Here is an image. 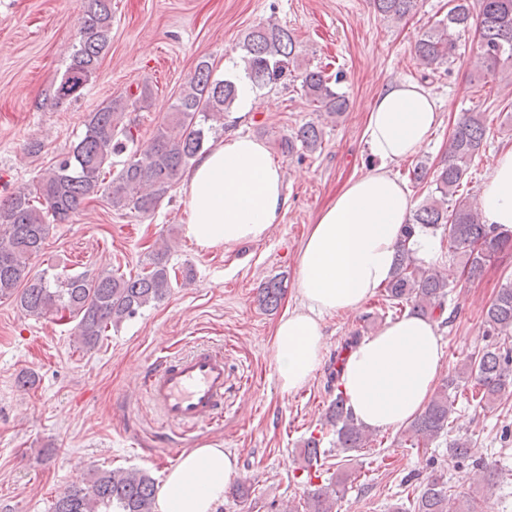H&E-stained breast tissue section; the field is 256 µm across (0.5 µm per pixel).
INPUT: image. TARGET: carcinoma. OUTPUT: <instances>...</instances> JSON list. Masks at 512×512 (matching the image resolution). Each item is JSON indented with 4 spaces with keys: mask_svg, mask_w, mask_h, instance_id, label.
<instances>
[{
    "mask_svg": "<svg viewBox=\"0 0 512 512\" xmlns=\"http://www.w3.org/2000/svg\"><path fill=\"white\" fill-rule=\"evenodd\" d=\"M375 10L386 19L401 21L417 8V0H373ZM478 32L477 59L497 74L500 66L512 65V0H479L473 13L470 0H448L447 15L435 21L414 45L426 68L437 71L456 54L462 33ZM112 0H83L78 43L70 62L55 81L47 103L58 107L78 100L95 76L110 44ZM245 79L258 89H273L300 82L304 96L328 118L349 108L348 98L322 68L307 66L296 71V41L277 22L269 21L248 32L242 44ZM236 83L213 77V67L200 61L165 120L157 126L144 152L135 148V125L126 119L128 107L138 112L150 107L152 91L143 87L133 102L110 98L84 118V131L69 150L59 153L36 184L19 186L0 200V299L14 298L28 316L41 318L64 310L77 319L78 341L95 347L109 328L139 314L143 308L162 302L173 288V269L168 265L170 247L162 241L148 267L134 276L102 272L61 279L33 274L30 261L45 245L52 224H64L90 200L102 198L113 209L146 215L154 212L180 182L206 144L224 130V113L234 105ZM486 135L482 112H469L456 124L448 147L433 177L435 188L405 225L395 270L384 285L386 300L409 309V313L433 318L445 309L450 284L440 273L419 264L407 239L418 231H442L449 251L465 258L475 274L500 253L512 248V233L482 222L479 203L457 196L469 163ZM323 130L316 123L301 126L295 136L281 143L291 152L301 145L308 152L322 147ZM126 156L112 173L114 158ZM286 293L281 279L259 289L264 309H278ZM485 323L500 336L512 335V284L499 289L485 310ZM468 368L478 388V402L491 404L512 391V352L488 344L470 357ZM454 378L444 381L426 408L405 429L411 446H428L448 430L453 402L448 390ZM327 423L336 432V447L342 451L369 446V430L355 422L343 392L336 393L327 412ZM302 470L310 472L321 461L320 440L304 444ZM352 474L309 492L304 512H334L336 498L346 491ZM153 479L141 470H102L84 487H72L54 501L52 512H153ZM389 512H476V501L462 500L448 492L444 476L434 473L415 489L413 502H399Z\"/></svg>",
    "mask_w": 512,
    "mask_h": 512,
    "instance_id": "1",
    "label": "carcinoma"
}]
</instances>
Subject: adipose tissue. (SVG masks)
<instances>
[{
	"instance_id": "obj_1",
	"label": "adipose tissue",
	"mask_w": 512,
	"mask_h": 512,
	"mask_svg": "<svg viewBox=\"0 0 512 512\" xmlns=\"http://www.w3.org/2000/svg\"><path fill=\"white\" fill-rule=\"evenodd\" d=\"M440 121L436 99L405 78L388 82L372 103L368 142L376 166L351 181L319 215L298 270L302 305L282 317L273 340L281 391L303 387L321 366L323 318L358 310L391 277L400 231L413 198L392 174L416 154ZM281 167L267 147L234 136L200 154L187 171L188 237L203 247L263 239L287 198ZM484 223L512 230V149L498 154L482 187ZM341 389L358 422L396 430L426 407L440 377L444 344L436 323L404 316L343 354ZM237 460L203 446L183 453L157 496V512H217L237 477Z\"/></svg>"
}]
</instances>
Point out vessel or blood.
<instances>
[{
    "label": "vessel or blood",
    "instance_id": "1",
    "mask_svg": "<svg viewBox=\"0 0 512 512\" xmlns=\"http://www.w3.org/2000/svg\"><path fill=\"white\" fill-rule=\"evenodd\" d=\"M224 354L199 347L163 356L143 379V388L167 422L187 427L214 421L224 407Z\"/></svg>",
    "mask_w": 512,
    "mask_h": 512
}]
</instances>
